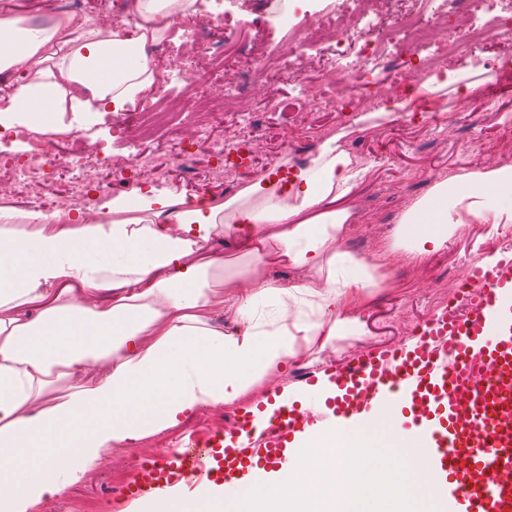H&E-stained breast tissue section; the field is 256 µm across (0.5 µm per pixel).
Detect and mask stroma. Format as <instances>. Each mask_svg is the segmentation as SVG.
Returning a JSON list of instances; mask_svg holds the SVG:
<instances>
[{
	"label": "stroma",
	"mask_w": 512,
	"mask_h": 512,
	"mask_svg": "<svg viewBox=\"0 0 512 512\" xmlns=\"http://www.w3.org/2000/svg\"><path fill=\"white\" fill-rule=\"evenodd\" d=\"M207 13L219 16L225 28L242 33L248 52L272 53L286 41L291 29L310 19L330 14L349 15L352 0H201ZM495 76L481 92L462 101L470 113L471 125L460 123L455 112L424 99H417L397 119L368 125L353 134L345 149L365 169L357 186L355 200H376L379 212L392 220L417 199L424 197L441 180L468 171H486L502 164L500 145L512 124V63L491 68ZM241 101L253 111L262 126V135L250 146V159L239 170V181L255 180L286 161V143L313 139L352 123L354 112H310L287 117L270 108L252 90H245ZM166 101L173 109L153 137L129 144L124 127H136L139 113L123 110L109 118H98L87 126L92 139L111 146L113 153H127L136 147L150 155L167 171L166 184L194 196L193 183L180 169L170 167L176 142L192 147L191 164L198 169L214 165L213 146L233 130L237 113L206 122L203 113L186 103L182 83L168 85ZM379 213L357 212L343 242L345 250L367 259L380 258L389 264L397 282L393 288L374 289L368 305L357 317L363 326L359 336L337 338L325 350L303 351L289 362L285 373L270 381L271 391L289 388L306 393L311 375L331 374L366 354H380L402 347L417 338L425 322L439 316L449 303L457 301L465 277L480 268L483 260L497 255L496 224H463L443 246L426 259L412 260L403 250H392L394 234H381ZM235 407H202L182 426L147 437L136 445L113 449L107 462L94 465L87 481L71 488L60 499L45 503L41 512H114L124 499L125 487L134 466L180 450L184 433L195 430L205 440L223 434L229 420L238 418Z\"/></svg>",
	"instance_id": "1"
}]
</instances>
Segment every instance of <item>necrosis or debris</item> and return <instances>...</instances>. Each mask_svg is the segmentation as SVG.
<instances>
[{"instance_id": "1", "label": "necrosis or debris", "mask_w": 512, "mask_h": 512, "mask_svg": "<svg viewBox=\"0 0 512 512\" xmlns=\"http://www.w3.org/2000/svg\"><path fill=\"white\" fill-rule=\"evenodd\" d=\"M463 12L497 11L501 22L497 25L471 28L465 33H449L444 49L432 48V34L438 23L437 17L418 12H401L386 24L376 29L360 27L339 29L336 19L317 18L307 27L298 30L288 41L286 50L273 59H253L243 53L240 36L224 31L215 19L203 8L176 14L170 21L173 30L190 37L197 54L196 65L181 73L188 101H195L200 88L222 82L230 85L240 74L253 77V88L279 111L289 114L303 112L301 97L279 95L282 79L299 81L297 59L305 48L318 42L321 33L335 29L336 40L322 43L331 63L344 72V78L335 87L320 88L312 93L321 108L345 109L350 91H358L360 100H372L373 95L362 78L375 73L380 60L406 53L416 66L442 68L451 57H481L489 45H498L504 56L512 55V0H457ZM320 42V41H319ZM343 43L341 52H334V43ZM71 139L77 142L75 152L49 150L43 137L33 134L27 127H0V141L20 144L17 152H0V171L9 173L10 196L18 198L34 212H69L80 208L87 222H94L96 212L87 205L91 195L107 194L124 185L148 180L155 174V166L147 154L136 152L121 157L106 155L102 148L87 135L73 131ZM93 166L103 173L102 180L95 185H85L81 174L86 167ZM64 180L70 186L69 194L53 200L48 198L43 186L51 180Z\"/></svg>"}]
</instances>
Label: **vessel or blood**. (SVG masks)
I'll return each mask as SVG.
<instances>
[{
	"mask_svg": "<svg viewBox=\"0 0 512 512\" xmlns=\"http://www.w3.org/2000/svg\"><path fill=\"white\" fill-rule=\"evenodd\" d=\"M333 381L335 398L314 391L304 406L278 407L261 437L243 416L230 439L214 436L197 458L139 465L129 499L158 490L188 497L216 481L235 491L248 460L279 464L318 428L361 427L382 405L404 402L428 439L431 470L445 478L459 512H512V258L469 274L460 303L431 320L413 349L365 357Z\"/></svg>",
	"mask_w": 512,
	"mask_h": 512,
	"instance_id": "1",
	"label": "vessel or blood"
}]
</instances>
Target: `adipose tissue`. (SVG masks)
<instances>
[{
	"mask_svg": "<svg viewBox=\"0 0 512 512\" xmlns=\"http://www.w3.org/2000/svg\"><path fill=\"white\" fill-rule=\"evenodd\" d=\"M196 3L135 0L144 35L134 40L0 13V74L32 75L0 100V126L67 132L55 115L68 94L90 119L122 111L154 81L147 38ZM493 79L474 62L426 76L419 91L440 100ZM351 131L222 200L146 184L102 202L95 224L0 206V512H38L112 447L203 406L259 404L265 382L302 349L361 335L352 311L392 278L342 247L363 174L343 147ZM488 222L512 223V167L437 182L402 213L394 245L421 258L459 225ZM222 235L237 242L247 279L212 250ZM268 262L311 280L285 285L264 273Z\"/></svg>",
	"mask_w": 512,
	"mask_h": 512,
	"instance_id": "obj_1",
	"label": "adipose tissue"
}]
</instances>
